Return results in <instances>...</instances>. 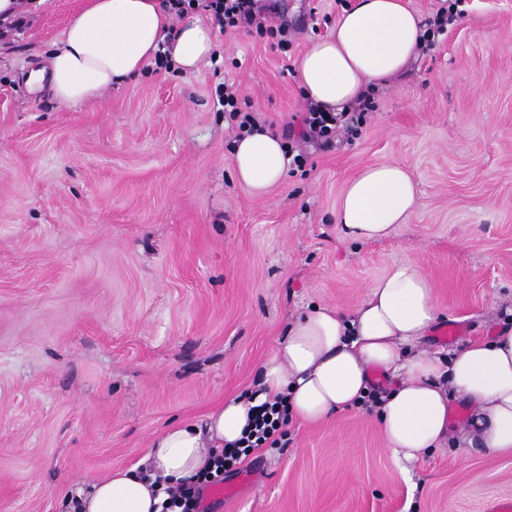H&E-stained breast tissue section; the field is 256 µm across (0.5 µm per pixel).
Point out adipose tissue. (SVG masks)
<instances>
[{
    "instance_id": "ef3b65f1",
    "label": "adipose tissue",
    "mask_w": 512,
    "mask_h": 512,
    "mask_svg": "<svg viewBox=\"0 0 512 512\" xmlns=\"http://www.w3.org/2000/svg\"><path fill=\"white\" fill-rule=\"evenodd\" d=\"M424 32L406 0H355L331 34L300 57L296 75L304 97L324 111H342L366 87L403 72ZM214 48L213 29L197 12L175 24L163 0H86L47 64L30 67L26 84L75 108L138 77L158 50L191 72ZM285 151L268 130L242 135L233 147V173L255 195H265L288 172ZM416 201L402 164H373L347 183L337 222L350 240H378L406 223ZM438 314L430 278L405 262L377 279L352 315L306 308L261 365L253 391L203 421L165 429L137 466L113 471L78 494L76 512H161V485L196 476L219 450L240 440L250 429L252 407L279 401L287 416L321 422L363 407L376 369L395 380L374 408L395 457L410 461L446 441L454 395L475 408L482 446L512 449V325L446 357L421 346Z\"/></svg>"
}]
</instances>
